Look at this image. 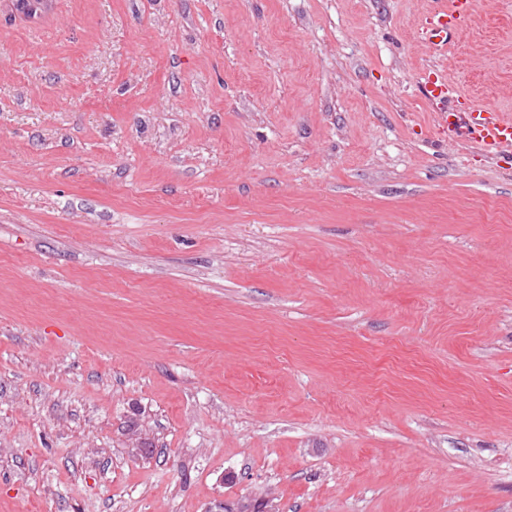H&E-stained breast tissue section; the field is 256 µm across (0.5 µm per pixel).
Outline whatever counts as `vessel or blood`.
<instances>
[{"label":"vessel or blood","mask_w":512,"mask_h":512,"mask_svg":"<svg viewBox=\"0 0 512 512\" xmlns=\"http://www.w3.org/2000/svg\"><path fill=\"white\" fill-rule=\"evenodd\" d=\"M470 0H436L420 38L436 54L452 48L458 29L468 16ZM418 85L427 104L439 114V131L449 139H465L485 152L512 150V116L480 105L459 93L441 69L421 72Z\"/></svg>","instance_id":"1"}]
</instances>
